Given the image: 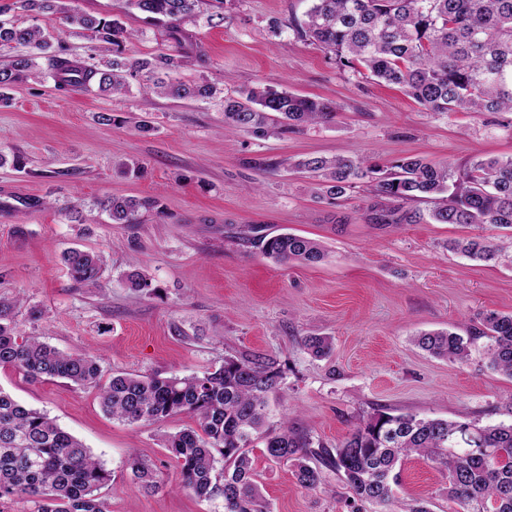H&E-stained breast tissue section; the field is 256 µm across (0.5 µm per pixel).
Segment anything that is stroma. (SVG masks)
I'll return each mask as SVG.
<instances>
[{
    "instance_id": "stroma-1",
    "label": "stroma",
    "mask_w": 512,
    "mask_h": 512,
    "mask_svg": "<svg viewBox=\"0 0 512 512\" xmlns=\"http://www.w3.org/2000/svg\"><path fill=\"white\" fill-rule=\"evenodd\" d=\"M125 0H75L79 9L123 14L141 36L131 58L158 52L160 36ZM310 0H225L223 25L192 28L206 78L230 92L259 84L336 103L332 122L257 139L224 129L219 101L177 100L133 92L110 97L55 90L52 79L28 81L0 105V154L21 156L23 169L0 167V295L45 310L21 323L65 353L99 357L112 373L184 376L225 358L259 357L278 374L260 434L249 445L255 481L269 512H351L352 492L334 472L314 489L300 486L290 464L264 454L266 434L282 424L333 448L380 409L477 426L512 423V378L486 366L485 339L464 362L431 356L413 339L423 331L465 334L490 312L512 313V267L451 253L448 240L468 234L500 242L501 229L435 224L431 202L408 203L413 224H373L371 195L358 184L330 205L306 174L289 169L305 156L368 158L386 167L407 156L458 168L479 157L512 156V114L474 116L426 110L399 89L339 67L288 27ZM282 23L272 32L271 21ZM113 123H106V116ZM109 196L156 200L138 223L115 224L98 202ZM319 240L315 265L279 264L262 256L247 228ZM73 248L102 252L99 287L76 284L62 261ZM138 270L158 288L146 296L125 284ZM308 336H328L333 354L304 350ZM0 388L55 418L112 473L103 495L110 512H223L179 487L177 462L162 437L190 427L178 415L130 424L103 413L99 390L62 379L31 382L0 368ZM138 454L164 483L144 492L126 462ZM448 474L419 456L405 458L390 506L401 512L428 501L431 512H460L446 493Z\"/></svg>"
}]
</instances>
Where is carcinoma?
<instances>
[{
    "mask_svg": "<svg viewBox=\"0 0 512 512\" xmlns=\"http://www.w3.org/2000/svg\"><path fill=\"white\" fill-rule=\"evenodd\" d=\"M75 0H14L32 23L0 19V47L28 53L0 67V103L14 85L43 78L61 92L97 91L126 96L129 79L144 78L150 92L173 99L207 100L217 89L206 80L176 77L188 66L205 67L209 56L192 41L199 8L211 9L208 24L224 23V0H126L157 28L167 48L144 58L125 56L135 37L118 18L97 16L72 6ZM60 19L63 33L92 42L86 60L73 59L65 40L51 41L39 21ZM294 30L334 58L336 64L396 85L424 108L438 113H512V0H312ZM224 129L257 139L286 134L308 124L327 123L336 105L257 85L223 96ZM289 167L318 180V198L334 204L359 183H370L375 201L367 207L375 224H410L415 215L400 203L433 202L435 224H493L512 230V157L480 159L461 172L406 157L382 169L364 159L310 157ZM114 224H135L152 199L112 196L100 201ZM252 243L279 263L314 264L325 258L322 245L292 233L255 236ZM448 250L483 263L512 262L506 248L481 236L452 239ZM72 280L99 284L103 255L72 249L63 256ZM126 281L144 295L156 292L152 279L133 270ZM21 301L0 296V367L30 380L65 379L99 387L103 412L130 424L187 415L196 426L163 437V447L180 468L181 487L197 498L224 499V512H268L253 481L248 446L262 426L276 373L260 359L227 358L215 369L187 376L116 372L99 385V360L87 353L66 354L23 336L17 316ZM486 338L487 367L512 378V314L492 312L464 338L457 333L424 332L414 342L430 354L463 362L472 340ZM318 358L333 353L327 336L304 340ZM265 453L293 467L297 482L315 488L324 470L336 473L353 500L389 505L394 474L403 458L418 455L448 472V499L463 512H512V424L477 427L467 422L425 419L410 412L377 413L359 421L336 447L314 446L308 435L283 423L265 437ZM146 491L160 487L157 470L133 455L127 461ZM110 473L81 441L47 414L27 408L0 388V500L29 499L35 512H110L101 490Z\"/></svg>",
    "mask_w": 512,
    "mask_h": 512,
    "instance_id": "1",
    "label": "carcinoma"
}]
</instances>
